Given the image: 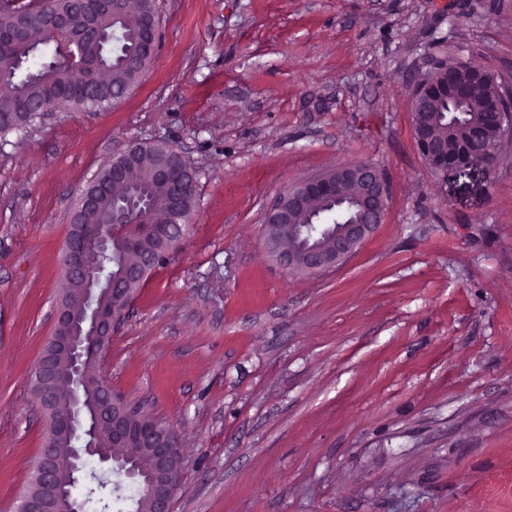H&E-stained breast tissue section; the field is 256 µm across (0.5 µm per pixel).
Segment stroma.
<instances>
[{
    "label": "stroma",
    "instance_id": "1",
    "mask_svg": "<svg viewBox=\"0 0 512 512\" xmlns=\"http://www.w3.org/2000/svg\"><path fill=\"white\" fill-rule=\"evenodd\" d=\"M159 44L102 112L45 113L0 142V512L45 424L50 336L82 189L130 144L198 171L194 220L99 366L176 429L173 512H512V147L438 175L411 122L432 56L512 83V0H157ZM373 163L385 220L343 265L292 275L267 208ZM83 512H131L97 458Z\"/></svg>",
    "mask_w": 512,
    "mask_h": 512
}]
</instances>
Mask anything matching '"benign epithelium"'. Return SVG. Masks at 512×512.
I'll return each mask as SVG.
<instances>
[{
	"instance_id": "obj_1",
	"label": "benign epithelium",
	"mask_w": 512,
	"mask_h": 512,
	"mask_svg": "<svg viewBox=\"0 0 512 512\" xmlns=\"http://www.w3.org/2000/svg\"><path fill=\"white\" fill-rule=\"evenodd\" d=\"M51 29L56 35L58 50L67 52L70 43V22L65 16L54 15ZM158 25L142 34V52L155 57ZM448 85L443 74L427 77L417 85L411 107V118L418 150L424 160L444 175L462 174L481 165L491 171L501 151V144L512 137V91L500 89L493 100V123L498 140L485 138L480 131L455 146L437 138L432 130L430 113L425 104L434 90ZM134 159L126 148L112 162L107 177L86 188L80 194V207L72 212L65 239L63 273L75 283L82 304L73 306L59 301L54 328L45 343L37 364L38 381L59 377V357L65 358L69 383L77 388L69 408L57 410L56 394L50 388L37 392L40 411L50 415L54 430L47 433L39 449L37 489L26 500L24 512H82L83 506L74 490L82 478V461L87 456L98 457L100 463L123 473L128 479L144 486L147 512H173V502L182 486L181 470L175 467L180 456L179 438L174 428L163 435L156 429L157 420L149 417L131 419L122 413L121 405L112 392L100 394L95 405L86 404L80 390L88 384L90 362L84 359L87 344L100 339H112L124 323L130 304L124 303L126 289L122 281L103 280L93 258V250L116 249L121 253H137L136 264L127 267L123 281H133L155 266L156 258L139 252L138 234L127 224H89L87 214L97 205V193L105 185L120 186L127 182ZM157 176L166 185L165 208L172 214L182 212L184 197L197 186V172L180 162L163 156L156 164ZM320 201L338 206L347 205L350 215L340 224H330L322 231L324 241L312 243L304 239L288 243L277 232L288 228L299 213H309L310 204ZM390 201V186L382 171L374 164L363 163L332 169L311 176L282 193L267 209L263 242L277 264L291 273L318 275L345 263L374 233L385 219ZM151 210H145V229L154 236L170 238V225L156 224ZM106 436L110 446L120 454L101 452L99 434ZM61 438L74 440L67 474H61L56 444Z\"/></svg>"
}]
</instances>
